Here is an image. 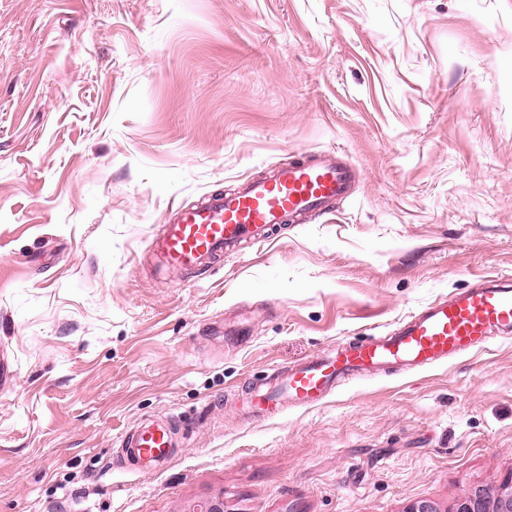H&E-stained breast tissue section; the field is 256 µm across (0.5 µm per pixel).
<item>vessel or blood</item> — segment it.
<instances>
[{
	"instance_id": "vessel-or-blood-1",
	"label": "vessel or blood",
	"mask_w": 512,
	"mask_h": 512,
	"mask_svg": "<svg viewBox=\"0 0 512 512\" xmlns=\"http://www.w3.org/2000/svg\"><path fill=\"white\" fill-rule=\"evenodd\" d=\"M352 169L334 151L272 167L265 176L235 191L213 193L173 212L150 240L157 273L201 272L242 242L262 245L281 224L325 212L350 195ZM512 336V279L482 277L469 287L441 296L384 336L350 341L293 368H277L265 387L247 391L244 403L255 413L321 403L344 379L388 366L434 367L495 339ZM173 418H149L116 440V461L129 471L168 463L179 447Z\"/></svg>"
}]
</instances>
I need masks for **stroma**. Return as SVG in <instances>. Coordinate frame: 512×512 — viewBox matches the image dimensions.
<instances>
[{
	"mask_svg": "<svg viewBox=\"0 0 512 512\" xmlns=\"http://www.w3.org/2000/svg\"><path fill=\"white\" fill-rule=\"evenodd\" d=\"M336 150L350 196L201 275L172 208ZM512 277V0H0V512H451L512 474V339L251 417L271 366ZM170 414L158 472L114 440Z\"/></svg>",
	"mask_w": 512,
	"mask_h": 512,
	"instance_id": "obj_1",
	"label": "stroma"
}]
</instances>
